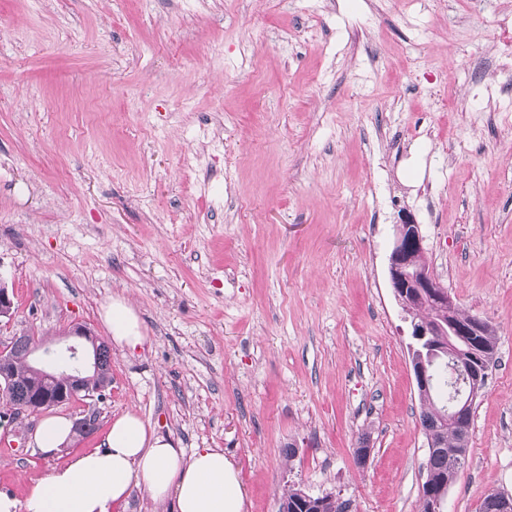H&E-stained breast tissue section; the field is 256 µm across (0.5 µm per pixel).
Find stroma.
Here are the masks:
<instances>
[{
	"mask_svg": "<svg viewBox=\"0 0 512 512\" xmlns=\"http://www.w3.org/2000/svg\"><path fill=\"white\" fill-rule=\"evenodd\" d=\"M511 8L0 0V344L108 337L115 298L147 338L112 349L103 396L58 407L95 413L92 434L47 455L24 420L0 492L25 499L133 408L223 449L247 512H278L294 483L420 512L428 445L387 272L407 211L459 310L498 336L444 510L512 497Z\"/></svg>",
	"mask_w": 512,
	"mask_h": 512,
	"instance_id": "35a3bbf8",
	"label": "stroma"
}]
</instances>
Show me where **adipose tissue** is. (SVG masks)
Segmentation results:
<instances>
[{"instance_id":"adipose-tissue-1","label":"adipose tissue","mask_w":512,"mask_h":512,"mask_svg":"<svg viewBox=\"0 0 512 512\" xmlns=\"http://www.w3.org/2000/svg\"><path fill=\"white\" fill-rule=\"evenodd\" d=\"M104 321L119 350L144 345L138 316L127 300H113ZM135 489L174 512H246V493L223 449L180 448L133 409L113 421L103 447L54 467L33 483L25 500L1 492L0 512H112Z\"/></svg>"}]
</instances>
